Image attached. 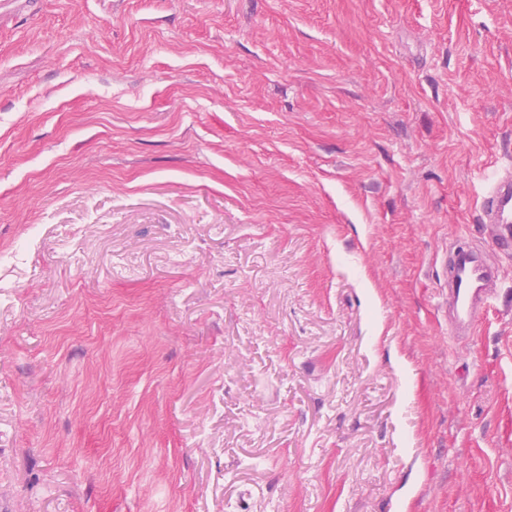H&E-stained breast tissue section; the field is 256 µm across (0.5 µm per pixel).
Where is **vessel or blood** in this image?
<instances>
[{
    "label": "vessel or blood",
    "instance_id": "1",
    "mask_svg": "<svg viewBox=\"0 0 512 512\" xmlns=\"http://www.w3.org/2000/svg\"><path fill=\"white\" fill-rule=\"evenodd\" d=\"M484 223L494 230L501 248L512 247V176L497 178L481 203ZM494 268L471 247L457 249L448 267V299L453 330L471 331L482 321L488 307Z\"/></svg>",
    "mask_w": 512,
    "mask_h": 512
}]
</instances>
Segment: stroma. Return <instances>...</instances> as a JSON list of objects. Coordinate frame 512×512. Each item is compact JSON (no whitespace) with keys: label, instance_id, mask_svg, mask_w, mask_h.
<instances>
[{"label":"stroma","instance_id":"obj_1","mask_svg":"<svg viewBox=\"0 0 512 512\" xmlns=\"http://www.w3.org/2000/svg\"><path fill=\"white\" fill-rule=\"evenodd\" d=\"M508 171L512 0H0V512H512ZM483 224H491L493 238L499 247L512 245V176L508 172L497 178L484 195L481 203ZM495 269L471 247L457 249L448 267V300L456 332L473 331L487 311Z\"/></svg>","mask_w":512,"mask_h":512}]
</instances>
